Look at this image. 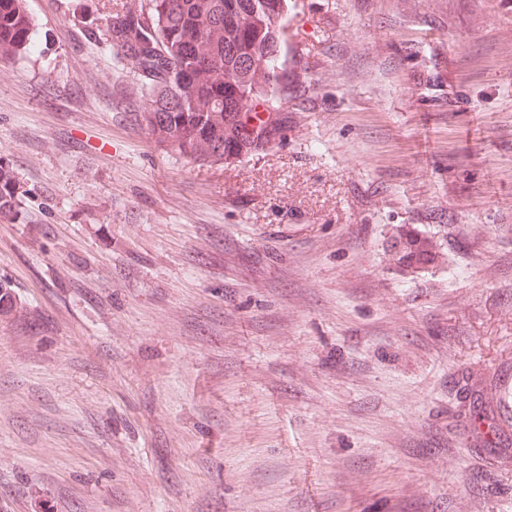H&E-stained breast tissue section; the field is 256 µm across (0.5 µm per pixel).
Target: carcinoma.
Here are the masks:
<instances>
[{"label": "carcinoma", "mask_w": 512, "mask_h": 512, "mask_svg": "<svg viewBox=\"0 0 512 512\" xmlns=\"http://www.w3.org/2000/svg\"><path fill=\"white\" fill-rule=\"evenodd\" d=\"M289 0H142L112 17L113 53L131 65L128 94L155 140L203 165L235 160L268 145L288 103L283 34ZM24 0H0V56L30 47ZM267 113L259 118L256 107ZM258 124L248 125V118ZM16 185L0 163V217H13ZM17 309L0 282V313Z\"/></svg>", "instance_id": "1"}]
</instances>
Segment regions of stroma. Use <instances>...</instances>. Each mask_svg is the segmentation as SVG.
I'll return each mask as SVG.
<instances>
[{
	"label": "stroma",
	"instance_id": "35a3bbf8",
	"mask_svg": "<svg viewBox=\"0 0 512 512\" xmlns=\"http://www.w3.org/2000/svg\"><path fill=\"white\" fill-rule=\"evenodd\" d=\"M128 4L0 58V512H512V0H292L305 94L202 167ZM16 185L9 167L0 163V217L10 220L13 217Z\"/></svg>",
	"mask_w": 512,
	"mask_h": 512
}]
</instances>
